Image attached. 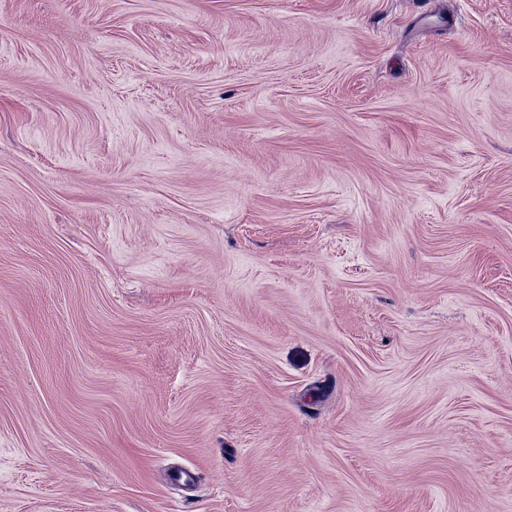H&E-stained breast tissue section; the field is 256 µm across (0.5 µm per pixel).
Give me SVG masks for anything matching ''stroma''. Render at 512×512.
<instances>
[{
    "mask_svg": "<svg viewBox=\"0 0 512 512\" xmlns=\"http://www.w3.org/2000/svg\"><path fill=\"white\" fill-rule=\"evenodd\" d=\"M0 512H512V0H0Z\"/></svg>",
    "mask_w": 512,
    "mask_h": 512,
    "instance_id": "1",
    "label": "stroma"
}]
</instances>
